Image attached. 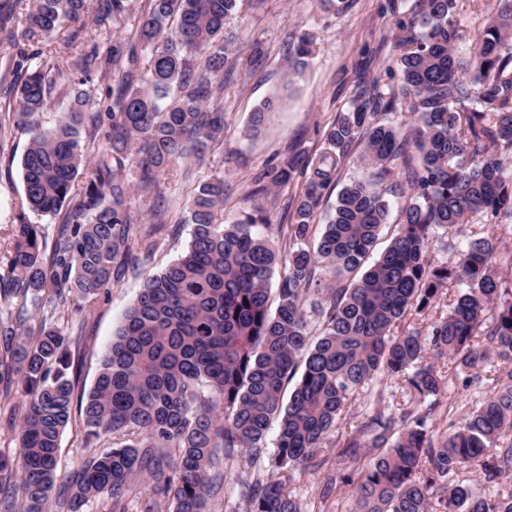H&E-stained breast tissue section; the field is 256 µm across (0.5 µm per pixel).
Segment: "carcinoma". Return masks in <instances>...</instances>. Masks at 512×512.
Listing matches in <instances>:
<instances>
[{
    "label": "carcinoma",
    "instance_id": "obj_1",
    "mask_svg": "<svg viewBox=\"0 0 512 512\" xmlns=\"http://www.w3.org/2000/svg\"><path fill=\"white\" fill-rule=\"evenodd\" d=\"M87 0H33L21 35L37 41L65 21L76 22ZM399 24L401 84L384 95H355L350 109L323 133L312 158L294 151L277 169L258 173L259 189L302 179L288 224H269L255 213L235 224L216 220L224 203V176L202 183L188 203L192 225L187 251L147 276L100 360L93 388L78 393L76 357L81 340L44 321L27 324L12 301L45 303L65 319L92 310L134 245L148 251L160 232L132 221L133 167L149 193L179 159L201 163L224 135V76L234 64L226 24L238 0H148L135 36L112 47L109 148L100 152L86 186L74 191L86 166L83 130L88 90L55 128L42 131L36 116L49 105L56 77L70 68L97 67L92 50L74 58L49 56L25 74L13 101L12 126L31 134L23 159L28 207L41 215L65 210L51 243L34 224L21 234L0 270V404L11 384L30 395L17 428L19 455L0 457V512H82L102 491L112 512H125L138 475L152 479L154 498L170 512H205L220 464L243 454L256 465L235 495L246 512H304L286 490L295 473L326 462L324 449L354 395L377 377L402 380L413 405L399 414L374 413L355 432L336 440L338 458L354 464L355 512H512V283L496 267L512 258L506 239L490 236L464 245L453 263L430 260L432 239L454 238L477 215L512 222V0H497L470 56L457 54V0H417ZM125 9L123 0H96L94 21L105 24ZM151 48L146 73L133 68L137 46ZM310 39L288 44V68L307 65ZM273 93L253 113L260 133ZM410 114L396 127L376 116ZM362 147L376 181H352L339 192L322 230L313 224L325 192L349 152ZM405 179L384 189L396 169ZM409 198L390 245L372 261L387 223V192ZM281 270L276 306L270 281ZM448 312L427 331L394 329L424 314L443 293ZM446 355L466 372L500 360L492 387L440 444L428 425L429 397L445 392L446 376L428 362ZM289 397H284L288 386ZM99 451L65 484L56 485V453L73 412ZM278 426L273 454L259 442ZM277 472L264 477L261 470ZM496 488L475 495L470 480Z\"/></svg>",
    "mask_w": 512,
    "mask_h": 512
}]
</instances>
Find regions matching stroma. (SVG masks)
I'll use <instances>...</instances> for the list:
<instances>
[{
    "label": "stroma",
    "mask_w": 512,
    "mask_h": 512,
    "mask_svg": "<svg viewBox=\"0 0 512 512\" xmlns=\"http://www.w3.org/2000/svg\"><path fill=\"white\" fill-rule=\"evenodd\" d=\"M147 0H125V10L106 26L95 25L91 14L79 21L64 22L47 40L29 42L0 35V112L7 110L14 97L17 64L36 69L47 57L72 41L73 52L96 49L99 66L88 87L93 104L84 114L85 125L105 124L115 85L108 58L112 46L127 41L138 28ZM414 0H240L236 14L226 25L235 37L237 63L224 83V145L205 163L184 161L174 165L160 179L155 196L132 190L130 212L137 225L164 223L155 235L149 258L130 261L98 300L91 315L75 316L63 323L70 334L80 335L78 376L81 390H90L96 381L102 355L108 349L125 312L137 298L145 278L159 272L181 256L190 240L191 228L182 218L196 187L213 176L224 178V204L218 217L232 224L243 213L259 205L270 223L288 221L286 205L299 192V182H291L264 192L257 190V171L280 166L290 151L320 149L323 132L346 112L358 87L378 85L380 91L399 85L396 66L399 56L394 38L399 21L406 19ZM496 12V0H458L455 21L463 34L459 53H467L475 39ZM312 37L311 55L299 73L288 71V40L300 32ZM263 54L252 60L253 45ZM83 75L66 70L59 78L49 106L37 117L41 130L48 131L74 106L75 93ZM282 91V103L266 113L262 131L250 136L252 112L273 91ZM30 136L15 127L0 132V265L6 264L20 224L37 225L45 239H52L61 216H39L26 207L21 160ZM436 369L450 376L443 401L429 424L435 438L452 431L453 423L471 411L481 392L491 384L488 370L480 375L452 372L448 357L434 358ZM411 397L394 379L375 381L351 402L338 425L339 435L352 434L367 417L377 411L397 412L409 406ZM96 451L82 428L79 417H72L58 449L56 476L70 478ZM335 465L303 473L290 483L289 491L298 497L305 512H352L354 501L349 485L333 482Z\"/></svg>",
    "instance_id": "obj_1"
}]
</instances>
